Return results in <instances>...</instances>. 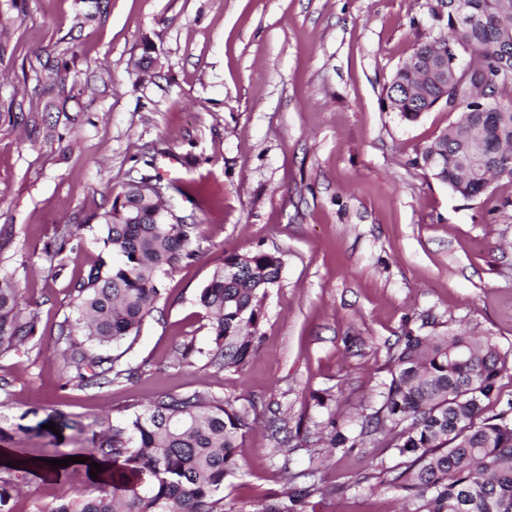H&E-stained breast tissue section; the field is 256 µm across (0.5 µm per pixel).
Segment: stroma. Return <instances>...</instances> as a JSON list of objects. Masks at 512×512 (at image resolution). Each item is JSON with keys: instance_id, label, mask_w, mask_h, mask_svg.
<instances>
[{"instance_id": "obj_1", "label": "stroma", "mask_w": 512, "mask_h": 512, "mask_svg": "<svg viewBox=\"0 0 512 512\" xmlns=\"http://www.w3.org/2000/svg\"><path fill=\"white\" fill-rule=\"evenodd\" d=\"M19 2L0 10L12 55L0 80V277L39 322L35 341L0 359V418L33 425L59 412L82 429L54 446L22 434L10 449L83 452L104 413L197 389L260 417L224 483L229 512L281 495L303 470L318 488L306 512H404L389 432L297 446L265 421L358 433L357 417L381 404L391 348L410 333L469 331L512 353V183L489 199L453 195L416 158L457 113L439 106L407 122L382 107L398 66L435 33L428 0H109L81 29L78 0ZM147 45L157 65L144 81L135 63ZM59 54L73 99L52 112L49 138L36 71ZM155 148L160 173L185 190L174 204L197 226L200 257L167 277L157 311L125 342L140 379L64 384L56 339L76 318L71 280L106 252L88 232L57 264L45 249L63 225L102 213ZM259 248L280 251L284 266L249 362L179 361L178 343L212 341L200 289L225 254ZM93 488L82 472L62 483L33 475L7 494L12 512H41Z\"/></svg>"}]
</instances>
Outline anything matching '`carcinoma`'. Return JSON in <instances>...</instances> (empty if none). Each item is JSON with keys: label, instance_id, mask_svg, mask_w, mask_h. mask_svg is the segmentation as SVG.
Returning <instances> with one entry per match:
<instances>
[{"label": "carcinoma", "instance_id": "carcinoma-1", "mask_svg": "<svg viewBox=\"0 0 512 512\" xmlns=\"http://www.w3.org/2000/svg\"><path fill=\"white\" fill-rule=\"evenodd\" d=\"M446 15L428 6L433 22H445L446 34L416 44L385 88L384 107L406 121L455 99L467 102L460 120L448 124L420 153L422 166L471 200L488 195L502 180L512 182V16L503 0H465L469 19L457 21L454 0ZM76 24L102 13L103 0H80ZM44 91L59 88L45 109L65 111L68 64L57 58L42 63ZM482 144L481 174L461 183L460 162L474 142ZM140 177L122 186L96 225L83 224L57 239L46 252L74 251L81 230L92 233L110 259L90 267L71 288L76 324L59 325L61 369L83 388H109L141 376L123 342L139 332L166 293L165 277L195 262L196 225L175 216L159 224L163 198L148 188L161 182L154 158L143 160ZM281 254L258 250L232 252L200 290L198 302L212 317L213 342L207 349L185 342L179 360L196 355L221 370L250 360L267 292L280 278ZM38 312L20 307L15 283L0 278V359L33 339ZM509 371V354L490 336L467 332L408 336L388 360V381L381 405L366 417L358 436L330 434L333 448L354 443L371 431L394 433V448L407 460L391 479L411 503V512H512V401L486 415V401ZM128 413L96 420L89 457L105 466L87 495L62 499L43 512H224V482L239 469L237 448L251 428L248 413L205 392H163L148 404H132ZM51 416L13 431L0 424V442L31 430L58 440L45 428ZM0 466V482L15 487L42 465L16 456ZM313 486L292 487L252 512H305Z\"/></svg>", "mask_w": 512, "mask_h": 512}]
</instances>
